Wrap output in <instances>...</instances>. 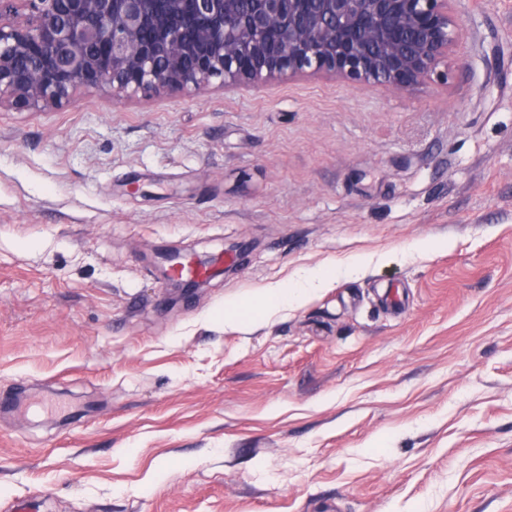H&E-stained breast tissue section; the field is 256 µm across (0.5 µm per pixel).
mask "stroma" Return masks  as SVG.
Here are the masks:
<instances>
[{
  "instance_id": "35a3bbf8",
  "label": "stroma",
  "mask_w": 512,
  "mask_h": 512,
  "mask_svg": "<svg viewBox=\"0 0 512 512\" xmlns=\"http://www.w3.org/2000/svg\"><path fill=\"white\" fill-rule=\"evenodd\" d=\"M455 14L412 97L0 109V512H512V0ZM162 245L247 257L173 303ZM359 262L352 261L345 267H333L326 271L305 272L295 283L294 287L270 288L264 294V302L269 307H278L282 304H300L311 293L327 286L340 274L353 275L358 272Z\"/></svg>"
}]
</instances>
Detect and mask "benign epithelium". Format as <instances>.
<instances>
[{
  "label": "benign epithelium",
  "instance_id": "1",
  "mask_svg": "<svg viewBox=\"0 0 512 512\" xmlns=\"http://www.w3.org/2000/svg\"><path fill=\"white\" fill-rule=\"evenodd\" d=\"M0 0V108L41 111L78 89L262 88L305 74L412 94L448 81L455 0ZM174 298L201 282L168 279Z\"/></svg>",
  "mask_w": 512,
  "mask_h": 512
}]
</instances>
